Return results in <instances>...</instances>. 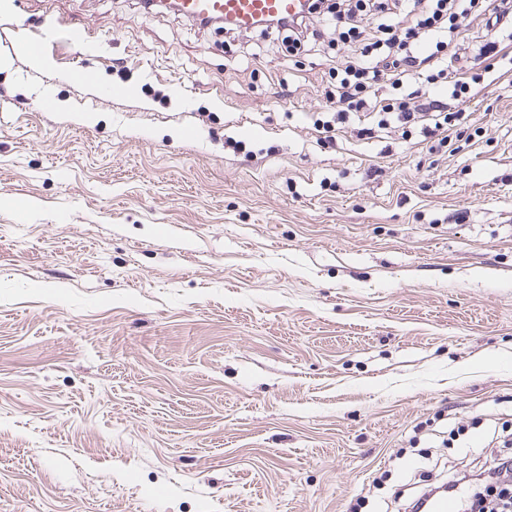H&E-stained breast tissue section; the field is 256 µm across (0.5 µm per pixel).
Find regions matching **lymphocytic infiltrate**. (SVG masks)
<instances>
[{
    "label": "lymphocytic infiltrate",
    "instance_id": "1",
    "mask_svg": "<svg viewBox=\"0 0 512 512\" xmlns=\"http://www.w3.org/2000/svg\"><path fill=\"white\" fill-rule=\"evenodd\" d=\"M332 20L339 40L352 48L354 55L336 69L335 82L325 95L336 107L337 123H345L353 112H383L387 126L399 129L421 123L425 141L447 146L441 122L430 121V114L444 112L445 102L431 98L429 88L445 83L450 99L466 98L474 76L454 75L440 62L465 30L467 10L463 0H431L425 10H417L413 0H346L345 8L327 6L323 11ZM380 16L373 34H364L358 24L361 16ZM424 76L421 103L411 95L390 100L372 98L376 84L397 86L416 76ZM512 473V461L504 459L487 473L475 477L476 490L470 503L481 512H512V487L502 477Z\"/></svg>",
    "mask_w": 512,
    "mask_h": 512
}]
</instances>
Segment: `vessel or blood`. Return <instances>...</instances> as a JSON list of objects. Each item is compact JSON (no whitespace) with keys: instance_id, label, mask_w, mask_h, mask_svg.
<instances>
[{"instance_id":"1","label":"vessel or blood","mask_w":512,"mask_h":512,"mask_svg":"<svg viewBox=\"0 0 512 512\" xmlns=\"http://www.w3.org/2000/svg\"><path fill=\"white\" fill-rule=\"evenodd\" d=\"M307 8L308 0H175L173 11L199 23L217 21L249 30L270 18L295 19Z\"/></svg>"}]
</instances>
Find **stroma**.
I'll list each match as a JSON object with an SVG mask.
<instances>
[{
  "instance_id": "1",
  "label": "stroma",
  "mask_w": 512,
  "mask_h": 512,
  "mask_svg": "<svg viewBox=\"0 0 512 512\" xmlns=\"http://www.w3.org/2000/svg\"><path fill=\"white\" fill-rule=\"evenodd\" d=\"M308 29L0 13V512H410L501 454L512 38L477 57L471 10L448 67L481 80L437 153L321 143L352 51Z\"/></svg>"
}]
</instances>
